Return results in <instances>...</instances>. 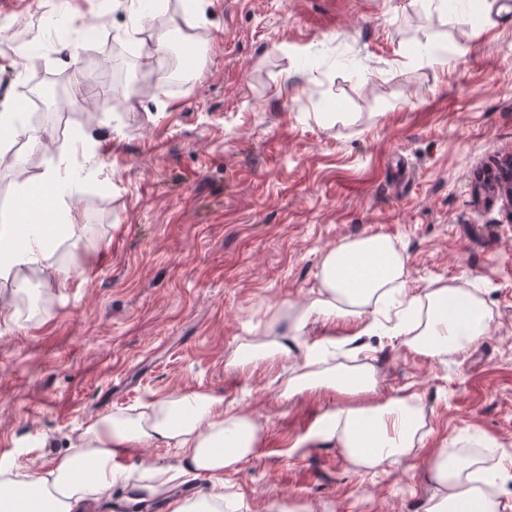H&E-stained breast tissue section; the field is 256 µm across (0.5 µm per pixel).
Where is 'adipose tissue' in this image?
<instances>
[{
    "instance_id": "ef3b65f1",
    "label": "adipose tissue",
    "mask_w": 512,
    "mask_h": 512,
    "mask_svg": "<svg viewBox=\"0 0 512 512\" xmlns=\"http://www.w3.org/2000/svg\"><path fill=\"white\" fill-rule=\"evenodd\" d=\"M128 10L134 33H148L153 56L165 54L170 33L149 29L161 0H113ZM84 170L52 166L32 193L20 184L21 222L0 234V283L21 285L28 273L62 284L70 269L56 257L65 239L82 233L80 196ZM403 251L384 235L347 239L320 257V286L305 302L274 313L261 335L242 341L228 361L234 369L257 362H289L279 396L289 400L308 391L331 389L343 398L329 414L339 447L357 466L376 468L415 459L423 440L424 409L412 394L379 401L377 373L371 364L337 363L338 347L360 336L402 337L413 352L435 359L469 349L488 330L491 319L473 289L437 282L406 301L409 315L389 323L387 311L405 286ZM354 324V334L308 341L313 325L329 328ZM261 426L246 414L225 408L222 398L204 390L165 396L137 412H114L89 424L69 453L33 476L0 467V512H97L113 487L122 496L115 507L126 512L136 504L164 501L167 512H225L230 502L219 493L225 474L254 459L261 446ZM155 446L174 448L173 470L150 464L118 468L119 452ZM434 486L426 512H500L489 494L497 475L477 460L440 449L425 461ZM183 475L204 476L214 485L208 493L177 496L173 482Z\"/></svg>"
}]
</instances>
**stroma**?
<instances>
[{"label": "stroma", "mask_w": 512, "mask_h": 512, "mask_svg": "<svg viewBox=\"0 0 512 512\" xmlns=\"http://www.w3.org/2000/svg\"><path fill=\"white\" fill-rule=\"evenodd\" d=\"M48 11L87 28L76 64ZM0 110L49 77L46 146L23 170L0 159V207L51 165L86 173V232L59 252L73 266L44 314L0 321V463L34 473L95 418L164 395L213 392L262 426L256 459L229 477L236 512L302 500L312 512H426L423 466L352 465L322 428L339 395L285 402L287 364L226 359L271 314L320 283V256L382 234L403 249L408 293L481 285L491 321L468 351L428 359L398 336L360 344L378 395L415 393L421 450L480 459L512 512V208L482 191L512 183V0H209L198 27L169 0L153 25L182 33L165 62L116 39L108 0H18L0 9ZM31 41L35 62L15 55ZM133 49L134 77L194 64L178 88L121 93L102 65ZM335 112L336 123L315 122ZM90 152L72 143L80 132ZM497 443L496 454L477 439Z\"/></svg>", "instance_id": "stroma-1"}]
</instances>
